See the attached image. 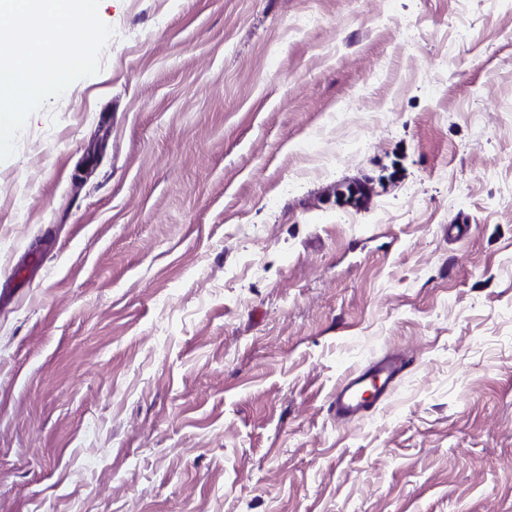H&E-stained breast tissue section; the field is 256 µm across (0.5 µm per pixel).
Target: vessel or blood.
Wrapping results in <instances>:
<instances>
[{
    "instance_id": "1",
    "label": "vessel or blood",
    "mask_w": 512,
    "mask_h": 512,
    "mask_svg": "<svg viewBox=\"0 0 512 512\" xmlns=\"http://www.w3.org/2000/svg\"><path fill=\"white\" fill-rule=\"evenodd\" d=\"M413 360L400 352L374 358L346 374L327 401V410L340 422L358 420L385 403Z\"/></svg>"
}]
</instances>
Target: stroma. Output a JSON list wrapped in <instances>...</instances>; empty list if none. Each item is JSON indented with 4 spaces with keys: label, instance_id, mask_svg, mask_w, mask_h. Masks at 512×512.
<instances>
[{
    "label": "stroma",
    "instance_id": "obj_1",
    "mask_svg": "<svg viewBox=\"0 0 512 512\" xmlns=\"http://www.w3.org/2000/svg\"><path fill=\"white\" fill-rule=\"evenodd\" d=\"M99 16L0 161V512H512V9ZM413 359L389 352L346 374L327 401L337 422H353L385 403L397 382L411 369Z\"/></svg>",
    "mask_w": 512,
    "mask_h": 512
}]
</instances>
